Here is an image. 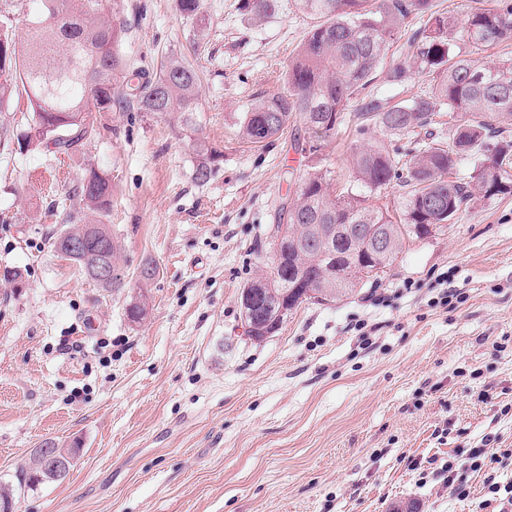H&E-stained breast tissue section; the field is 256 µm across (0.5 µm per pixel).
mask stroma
<instances>
[{
    "instance_id": "stroma-1",
    "label": "stroma",
    "mask_w": 512,
    "mask_h": 512,
    "mask_svg": "<svg viewBox=\"0 0 512 512\" xmlns=\"http://www.w3.org/2000/svg\"><path fill=\"white\" fill-rule=\"evenodd\" d=\"M240 5L202 0L189 17L178 0H103L127 61L194 65L192 125L116 105L64 153L27 142L24 92L0 109V271L23 274L19 288L0 280V484L18 485L43 442L76 441L67 477L19 493V512H481L483 473L461 500L444 466L485 442L512 448V194L474 202L350 297L303 303L251 340L240 293L266 270L280 203L318 168L350 181L354 146L413 138L360 135L348 119L315 155L287 134L243 142L241 113L284 89L313 21L289 0L261 20ZM389 67L369 86L379 98L432 90L424 75L392 82ZM201 145L219 153L204 183ZM90 169L112 184L107 210L77 193ZM71 217L111 229L125 288L54 252ZM148 259L159 273L145 284ZM449 287L457 299L440 304Z\"/></svg>"
}]
</instances>
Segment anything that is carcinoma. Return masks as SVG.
Here are the masks:
<instances>
[{"label": "carcinoma", "mask_w": 512, "mask_h": 512, "mask_svg": "<svg viewBox=\"0 0 512 512\" xmlns=\"http://www.w3.org/2000/svg\"><path fill=\"white\" fill-rule=\"evenodd\" d=\"M41 9L25 18L26 43L19 51L8 29L0 30V109L23 87L35 122L30 139L68 151L83 136L89 112H106L112 103H135L143 112L198 111L199 77L191 64L167 59L152 76L127 64L118 52L124 26L98 18L101 0H40ZM295 8L314 19L285 72L286 93L251 102L239 121L242 139L267 144L300 121L320 127L319 139L301 147L311 154L336 135L342 114L354 106L357 132L378 124L396 135L418 136L435 116L448 111V139L432 138L424 148L405 154L371 145L355 151L356 186L336 192L328 169L303 180L297 198L283 205L278 231L288 240L283 263L259 280L265 321L251 338L275 333L288 313L307 301L328 303L352 294L398 259L406 242L431 234L430 225L447 224L481 199L512 193V140L497 138L512 126V61L482 65L474 56L512 40V0H494L462 18L449 17L435 0H294ZM277 0H242L241 8L264 19ZM421 26L410 39L411 54L391 58L390 77L403 84L412 72L434 81L431 93L389 104L367 91L372 75L387 57L390 44L409 17ZM460 30L464 46L451 36ZM195 175L206 181L219 154L205 146ZM470 161L467 176L455 172ZM402 193L393 210L372 204L392 182ZM95 210L110 205L112 184L92 169L79 188ZM376 227L390 240L385 252L368 248L358 228ZM82 237L87 248L104 256L112 278L104 288H122L118 247L104 224H72L53 239L65 248ZM80 444L64 448L45 442L21 472L29 489L61 480L47 474V457L79 456Z\"/></svg>", "instance_id": "1"}]
</instances>
